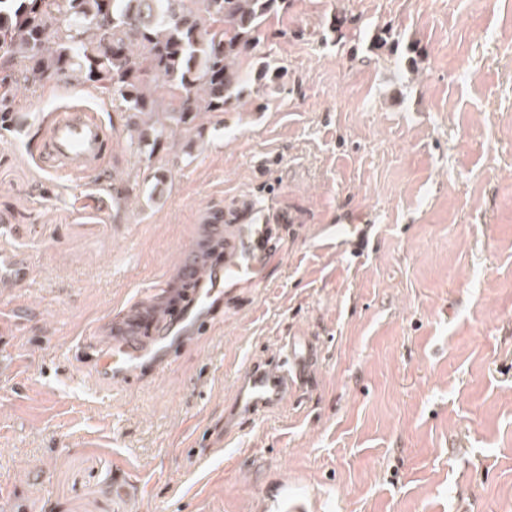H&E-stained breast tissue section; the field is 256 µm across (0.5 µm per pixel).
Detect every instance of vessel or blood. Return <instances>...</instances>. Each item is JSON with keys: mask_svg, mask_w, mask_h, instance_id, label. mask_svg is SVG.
I'll return each mask as SVG.
<instances>
[{"mask_svg": "<svg viewBox=\"0 0 512 512\" xmlns=\"http://www.w3.org/2000/svg\"><path fill=\"white\" fill-rule=\"evenodd\" d=\"M109 136L84 109L62 111L46 132L51 161L62 169L82 171L94 165L106 150ZM274 216L263 206L248 204L243 223L233 225L224 242V255L201 261L186 248V273L192 288L182 302L158 311L137 300L125 318L124 336L90 346L87 356L100 380L115 384L148 368L165 371L175 353L202 330L212 326L225 295L255 285L278 265L280 238ZM337 251L361 248L366 240L362 224H330L324 231ZM150 328L142 340L141 328ZM321 357L320 339L304 334L284 337L277 355L251 362L240 374L234 396L224 415L225 436H235L243 423L262 420L280 410L310 379Z\"/></svg>", "mask_w": 512, "mask_h": 512, "instance_id": "obj_1", "label": "vessel or blood"}]
</instances>
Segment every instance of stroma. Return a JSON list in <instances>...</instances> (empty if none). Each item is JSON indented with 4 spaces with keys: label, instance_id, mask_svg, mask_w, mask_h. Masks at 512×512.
<instances>
[{
    "label": "stroma",
    "instance_id": "obj_1",
    "mask_svg": "<svg viewBox=\"0 0 512 512\" xmlns=\"http://www.w3.org/2000/svg\"><path fill=\"white\" fill-rule=\"evenodd\" d=\"M386 28L400 49L372 53ZM258 53L283 89L152 154L102 90L18 88L0 512H512V0H288ZM73 106L112 144L62 175L43 130ZM249 200L283 220L279 266L164 373L96 382L83 342ZM328 224L374 225L372 249L320 247ZM293 332L322 340L312 386L225 438L239 375Z\"/></svg>",
    "mask_w": 512,
    "mask_h": 512
}]
</instances>
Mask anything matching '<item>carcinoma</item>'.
<instances>
[{
    "label": "carcinoma",
    "mask_w": 512,
    "mask_h": 512,
    "mask_svg": "<svg viewBox=\"0 0 512 512\" xmlns=\"http://www.w3.org/2000/svg\"><path fill=\"white\" fill-rule=\"evenodd\" d=\"M286 0H0V128L18 83L75 80L106 89L124 112L162 113L137 148L166 149L202 112H223L255 83L281 87L284 69L240 60L257 51Z\"/></svg>",
    "instance_id": "obj_1"
}]
</instances>
